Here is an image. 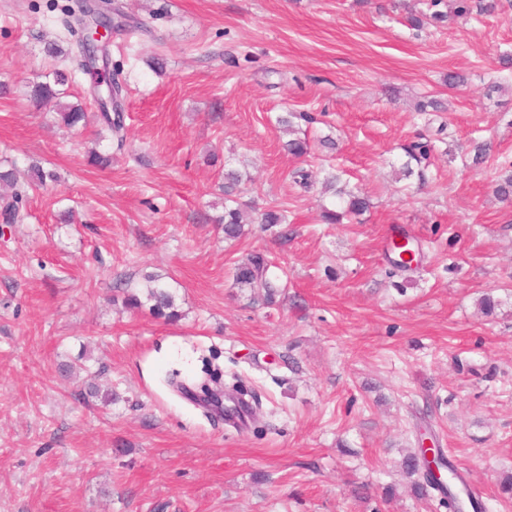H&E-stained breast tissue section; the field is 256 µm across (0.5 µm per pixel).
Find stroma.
I'll list each match as a JSON object with an SVG mask.
<instances>
[{
    "label": "stroma",
    "mask_w": 512,
    "mask_h": 512,
    "mask_svg": "<svg viewBox=\"0 0 512 512\" xmlns=\"http://www.w3.org/2000/svg\"><path fill=\"white\" fill-rule=\"evenodd\" d=\"M54 1L0 0V166L54 175L0 223V512H448L400 470L424 444L487 512H512V201L495 194L512 0L461 16L444 0L441 22L430 0H112L119 138ZM57 68L85 126L29 98ZM431 99L442 111H416ZM293 136L307 155L285 151ZM416 141L429 158L402 177ZM334 168L370 208L326 224ZM228 196L247 214L235 239ZM397 227L407 270L388 260ZM252 255L273 301L235 281ZM152 276L176 321L124 306ZM206 358L247 393L245 426L165 384L176 369L198 388ZM92 382L111 404L81 399Z\"/></svg>",
    "instance_id": "35a3bbf8"
}]
</instances>
